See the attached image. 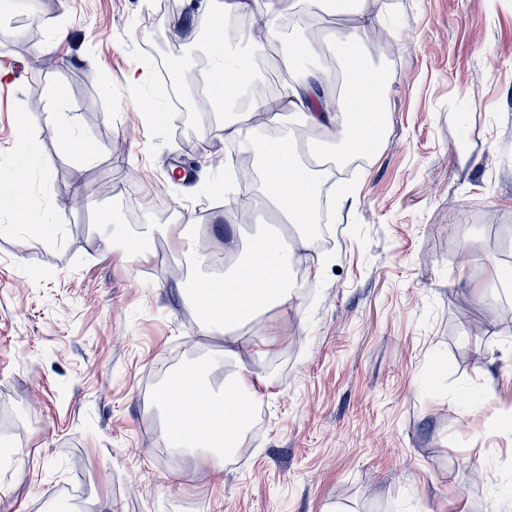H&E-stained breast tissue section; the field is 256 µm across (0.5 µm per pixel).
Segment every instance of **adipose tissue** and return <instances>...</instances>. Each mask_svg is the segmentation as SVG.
Returning <instances> with one entry per match:
<instances>
[{
    "instance_id": "obj_1",
    "label": "adipose tissue",
    "mask_w": 512,
    "mask_h": 512,
    "mask_svg": "<svg viewBox=\"0 0 512 512\" xmlns=\"http://www.w3.org/2000/svg\"><path fill=\"white\" fill-rule=\"evenodd\" d=\"M364 3L365 0H344V10L352 16L353 26L345 39L334 41L333 50L342 69L369 88L371 104L378 107L387 90L377 68L359 53L358 40L381 18L368 13ZM197 11L209 26L205 49L211 66L206 82L211 85L224 77L231 83L230 92L213 102L212 109L218 114L216 129L225 140L235 142L257 161L263 203L279 223L293 230L299 239H306L318 222V177L302 158L323 155L329 148L319 139L300 140L297 133L318 130L337 135L338 141L331 149L337 157H345L352 151V104L346 98L337 102L325 98L322 89L328 81L327 74L303 69L293 52V39L284 37L278 25L282 16L278 0H199ZM256 13L267 18L274 38L282 42L285 76L272 101L252 99L248 111L243 112L237 103L246 88L256 82L252 59L264 47L257 42L249 53H242L225 38L222 23ZM265 107L276 111L274 120L283 134L281 143H274L248 123L251 112ZM194 224L191 210L185 207L178 223L140 225L134 235L118 236L117 246L128 262L135 263L147 256L156 235L175 234L189 266V275L182 284L184 296L203 303L218 294L224 301L223 316L206 314L201 318L202 331L218 330L224 335V363L228 372L223 384L212 386L207 371L186 367L179 370L173 382L164 383L156 397L162 409L174 391L191 403L206 400V411L193 423L169 420L167 432L178 437V449L196 455L206 474L212 476L223 472L224 455L239 437L241 423L232 418V409L239 403L251 402L257 394V375L236 349L237 330L246 327L251 335H267L266 314L287 306L293 298L290 273L299 257L286 246L271 245L268 235L263 233L247 240L231 235L223 252L206 253L196 246Z\"/></svg>"
}]
</instances>
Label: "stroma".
<instances>
[{"label": "stroma", "instance_id": "1", "mask_svg": "<svg viewBox=\"0 0 512 512\" xmlns=\"http://www.w3.org/2000/svg\"><path fill=\"white\" fill-rule=\"evenodd\" d=\"M156 2L42 0L32 24L0 0V179L19 140L38 150L0 206V512H512V0H367L397 32L376 63L383 144L327 184L302 251L316 277L272 313L265 354L240 336L266 379L260 426L218 480L170 447L152 394L224 338L180 298L172 237L134 267L99 219L130 233L185 204L215 251L238 221L209 191L228 161L203 35L152 20ZM157 36L195 110L151 79L148 124L128 78Z\"/></svg>", "mask_w": 512, "mask_h": 512}]
</instances>
